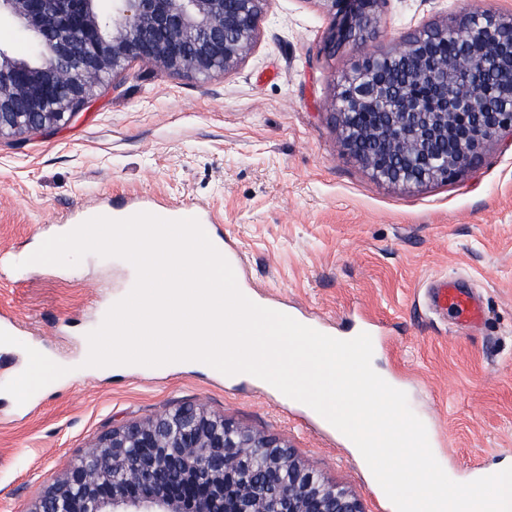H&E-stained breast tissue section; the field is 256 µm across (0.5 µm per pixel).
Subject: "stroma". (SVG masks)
Segmentation results:
<instances>
[{"mask_svg": "<svg viewBox=\"0 0 512 512\" xmlns=\"http://www.w3.org/2000/svg\"><path fill=\"white\" fill-rule=\"evenodd\" d=\"M468 0H385L374 45L457 14ZM317 0H268L255 43L206 80L129 62L72 119L0 137V250L30 256L79 209L138 200L204 206L241 254L238 287L273 308L347 332L383 331L375 366L408 395L454 481L512 467V141L496 140L448 182L381 181L344 151L332 100L358 58L330 42ZM484 302L468 327L428 307L437 278ZM127 261L0 269V314L24 331L0 346V384L41 350L67 376L25 404L0 392V512H29L112 427L194 406L278 440L322 479L382 512L366 470L297 404L260 382L175 362L85 366L87 335L129 292Z\"/></svg>", "mask_w": 512, "mask_h": 512, "instance_id": "obj_1", "label": "stroma"}]
</instances>
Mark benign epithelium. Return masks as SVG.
Wrapping results in <instances>:
<instances>
[{
  "label": "benign epithelium",
  "mask_w": 512,
  "mask_h": 512,
  "mask_svg": "<svg viewBox=\"0 0 512 512\" xmlns=\"http://www.w3.org/2000/svg\"><path fill=\"white\" fill-rule=\"evenodd\" d=\"M267 0H0L51 50L30 62L0 50V136L69 120L131 61L177 76L234 69L251 49ZM331 40L359 50L337 84L342 145L372 175L410 186L448 181L486 146L512 137V11L463 10L372 49L384 0H316ZM457 34L459 55L430 45ZM30 512H363L277 440L193 406L113 428L51 484Z\"/></svg>",
  "instance_id": "7a95c632"
}]
</instances>
